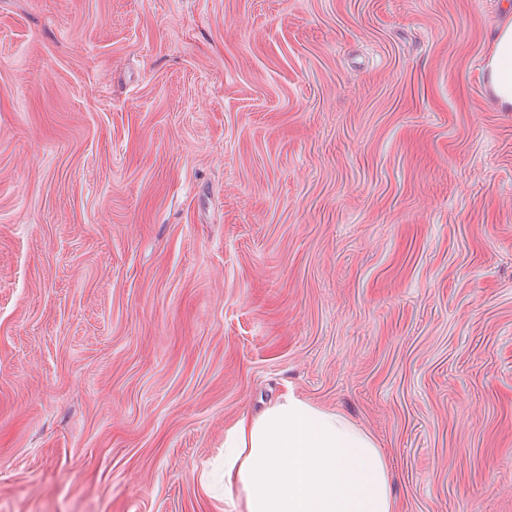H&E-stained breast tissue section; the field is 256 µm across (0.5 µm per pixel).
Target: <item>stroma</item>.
<instances>
[{
    "instance_id": "stroma-1",
    "label": "stroma",
    "mask_w": 512,
    "mask_h": 512,
    "mask_svg": "<svg viewBox=\"0 0 512 512\" xmlns=\"http://www.w3.org/2000/svg\"><path fill=\"white\" fill-rule=\"evenodd\" d=\"M502 0H0V512H224L285 389L398 512H512ZM486 68L496 107L502 112H512V22L495 35Z\"/></svg>"
}]
</instances>
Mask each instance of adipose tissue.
I'll return each mask as SVG.
<instances>
[{"mask_svg":"<svg viewBox=\"0 0 512 512\" xmlns=\"http://www.w3.org/2000/svg\"><path fill=\"white\" fill-rule=\"evenodd\" d=\"M486 68L496 107L512 112V22ZM224 512H396V503L374 440L289 389L225 432Z\"/></svg>","mask_w":512,"mask_h":512,"instance_id":"obj_1","label":"adipose tissue"}]
</instances>
